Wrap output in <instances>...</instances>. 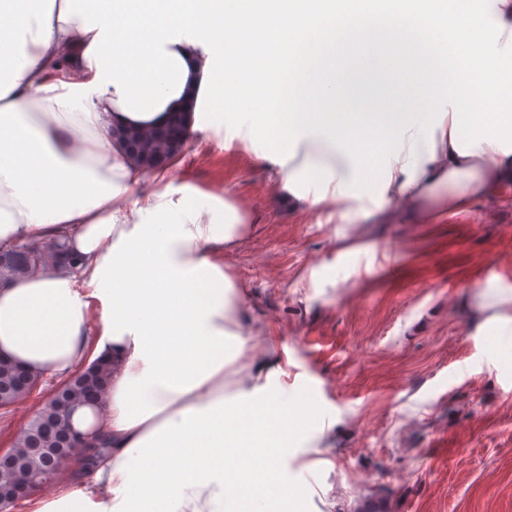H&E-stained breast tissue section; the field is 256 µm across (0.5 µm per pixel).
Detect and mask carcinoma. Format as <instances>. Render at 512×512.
Listing matches in <instances>:
<instances>
[{
    "mask_svg": "<svg viewBox=\"0 0 512 512\" xmlns=\"http://www.w3.org/2000/svg\"><path fill=\"white\" fill-rule=\"evenodd\" d=\"M143 146L154 155L169 151V144L157 136L152 128L138 129ZM28 244L0 246V282L25 278L39 273L51 264H78L74 256H66L60 248H40L28 256ZM112 373L109 362L98 360L89 366L80 365L68 376V383L60 393L62 407L73 411L92 404L108 386ZM38 375L9 361H0V410L7 411L15 403L30 396L31 383ZM76 451V445L65 442L64 433L51 404L40 408L26 427L15 436L9 452L0 456V472L23 471L37 464L57 471L63 468Z\"/></svg>",
    "mask_w": 512,
    "mask_h": 512,
    "instance_id": "cac0c4a2",
    "label": "carcinoma"
}]
</instances>
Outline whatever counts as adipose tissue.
Returning <instances> with one entry per match:
<instances>
[{
    "instance_id": "obj_1",
    "label": "adipose tissue",
    "mask_w": 512,
    "mask_h": 512,
    "mask_svg": "<svg viewBox=\"0 0 512 512\" xmlns=\"http://www.w3.org/2000/svg\"><path fill=\"white\" fill-rule=\"evenodd\" d=\"M15 28L20 51L0 65V244L66 242L80 263L0 286V358L58 379L110 361L89 433L51 493L25 512H224V433L266 436L288 458L295 406L270 390L244 329V295L227 261L245 217L230 194L189 177L186 157L143 175L113 139L117 127L186 112L188 140L224 128L227 113L262 138L281 198L301 212L355 222L350 196L380 205L432 203L438 222L512 180V87L490 94L512 64V0H495L499 39L472 49L477 18L454 36L465 80L447 105L392 130L381 155L358 152L314 116L257 129L252 103L232 101L224 29L212 0H35Z\"/></svg>"
}]
</instances>
